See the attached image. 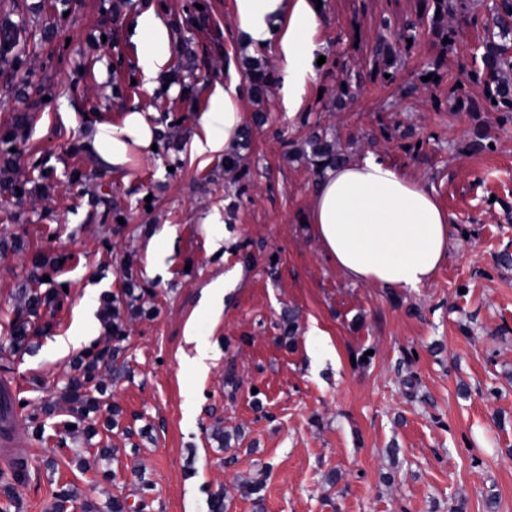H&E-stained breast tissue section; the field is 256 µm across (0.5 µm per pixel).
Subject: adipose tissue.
I'll return each instance as SVG.
<instances>
[{"instance_id":"ef3b65f1","label":"adipose tissue","mask_w":512,"mask_h":512,"mask_svg":"<svg viewBox=\"0 0 512 512\" xmlns=\"http://www.w3.org/2000/svg\"><path fill=\"white\" fill-rule=\"evenodd\" d=\"M236 11L248 41L266 40L272 20H287L279 34L288 60L281 92L286 108H295L319 57L312 39L320 18L314 0H236ZM133 36L147 42L141 73L146 83H153L168 67L171 28L147 10L137 16ZM241 121L240 93L232 82L214 95L203 117L206 138L196 141L197 152H233ZM156 141V126L144 112L132 109L119 124L96 123L91 148L102 168L122 169L133 156L150 153ZM305 222L327 259L357 283L415 290L434 279L448 255L447 212L428 189L373 154L327 168Z\"/></svg>"}]
</instances>
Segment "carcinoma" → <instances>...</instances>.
Here are the masks:
<instances>
[{
    "mask_svg": "<svg viewBox=\"0 0 512 512\" xmlns=\"http://www.w3.org/2000/svg\"><path fill=\"white\" fill-rule=\"evenodd\" d=\"M422 15L429 19L433 30L440 38L454 40L456 27L447 23L448 0H422ZM416 39V26L411 24L396 34L393 41L380 38L374 51V63H383L376 67L375 76H384L386 68L393 65L411 46L408 40ZM479 78L483 83V93L487 103L505 112H512V0H499L490 19L484 25V36L481 41ZM246 77L253 97L262 96L272 78L266 68L256 61L247 62ZM30 116L18 114L11 129L0 136V200L9 202L20 200L33 195L38 189L48 188L44 181L49 179L46 162L34 159L31 162L33 170L37 171V179H20L14 172L11 149L17 141L26 135ZM310 148L309 163L317 174H322L327 168L347 162V155L342 149L334 146L326 137L315 134L307 140ZM59 267V258L49 254L37 257L31 270L26 275L24 284V306L17 309L12 321L9 322V340L12 346L21 348L29 345L33 338L39 337L42 331L35 327L31 317L37 315L42 306L58 308L63 304L66 292L63 284L50 278L43 277L55 272ZM119 308L108 301L104 304L102 320L107 329V335L86 346L73 365V373L66 376L61 389L62 397L69 405L71 420L67 424L75 426L77 432H87L94 429L93 414L100 410V402L91 396V389L98 388L106 375L112 374V359L115 348L112 340L119 337L121 329L118 323ZM23 399L12 396L8 391L0 393V420L10 422L17 412L24 410L20 406ZM27 466L18 464L8 471H0V492L11 501L14 499L15 485L26 479ZM75 495L69 488L61 487L53 496L51 512H70L74 508ZM81 512H125V505L118 497L112 498L105 509L92 501L80 504Z\"/></svg>",
    "mask_w": 512,
    "mask_h": 512,
    "instance_id": "obj_1",
    "label": "carcinoma"
}]
</instances>
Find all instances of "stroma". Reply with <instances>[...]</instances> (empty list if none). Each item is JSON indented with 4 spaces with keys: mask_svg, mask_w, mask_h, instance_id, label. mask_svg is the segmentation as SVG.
Returning a JSON list of instances; mask_svg holds the SVG:
<instances>
[{
    "mask_svg": "<svg viewBox=\"0 0 512 512\" xmlns=\"http://www.w3.org/2000/svg\"><path fill=\"white\" fill-rule=\"evenodd\" d=\"M493 4L473 0L479 22L450 46L422 25L387 83L370 75L381 22L418 20L421 0H322L315 40L326 61L290 112L277 41L244 46L235 0H0V24L26 19L25 43L37 48L29 81L52 89L33 104L0 60V132L28 113L15 171L28 177L41 158L56 176L35 203L0 205V237L25 242L0 251V336L36 254L66 255L54 278L68 289L61 308L42 312L50 331L33 352L0 345V384L29 402L12 424L21 447L0 443V470L24 460L28 476L0 508L49 512L69 483L78 501L118 496L133 512H209L219 490L226 512H512V264L499 261L512 255V114L486 106L473 79ZM149 8L174 33L170 77L153 88L128 32ZM251 58L273 76L259 99L245 80ZM436 61L440 84L420 86ZM344 72L355 96L340 105ZM178 78L196 97H182ZM233 81L248 133L237 173L223 153L193 150L213 94ZM459 84L456 106L448 95ZM132 108L157 125L158 148L126 171L103 170L86 149L91 131ZM316 130L348 157L381 156L445 208L448 257L430 284L354 283L326 259L303 222ZM74 167L92 178L72 189ZM218 283L224 303L211 309ZM91 286L116 300L125 330L123 374L107 385L93 436L66 430L57 382L105 329L94 322L67 351L55 346Z\"/></svg>",
    "mask_w": 512,
    "mask_h": 512,
    "instance_id": "35a3bbf8",
    "label": "stroma"
}]
</instances>
